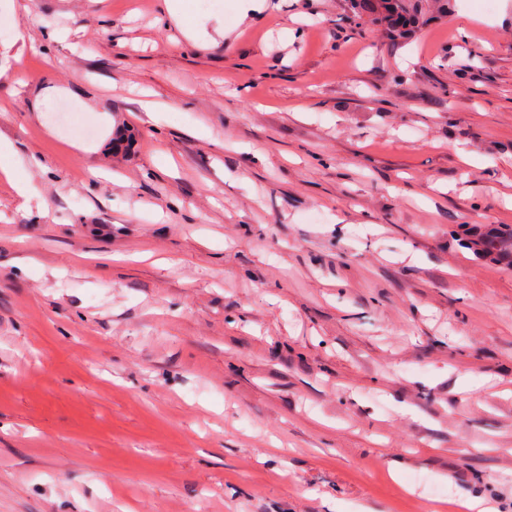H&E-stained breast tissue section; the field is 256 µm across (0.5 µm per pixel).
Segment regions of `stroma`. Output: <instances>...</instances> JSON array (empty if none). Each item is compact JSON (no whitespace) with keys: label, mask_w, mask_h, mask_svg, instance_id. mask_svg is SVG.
I'll return each instance as SVG.
<instances>
[{"label":"stroma","mask_w":512,"mask_h":512,"mask_svg":"<svg viewBox=\"0 0 512 512\" xmlns=\"http://www.w3.org/2000/svg\"><path fill=\"white\" fill-rule=\"evenodd\" d=\"M162 7L0 0V512H512V0ZM164 8L169 19L182 27L184 36L194 44H205L208 40L205 38L207 34L194 26L185 22L184 6L182 0H163ZM357 13L378 16L371 20L384 22L387 34L394 40L408 38L424 22L425 9L421 0H351Z\"/></svg>","instance_id":"obj_1"}]
</instances>
